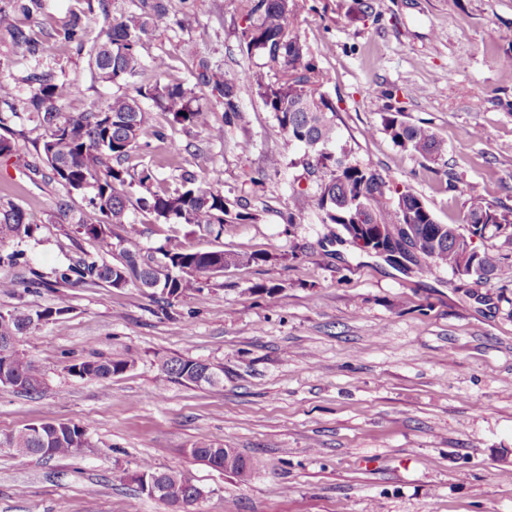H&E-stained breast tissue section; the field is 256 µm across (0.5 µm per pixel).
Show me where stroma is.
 I'll return each instance as SVG.
<instances>
[{"label": "stroma", "instance_id": "1", "mask_svg": "<svg viewBox=\"0 0 512 512\" xmlns=\"http://www.w3.org/2000/svg\"><path fill=\"white\" fill-rule=\"evenodd\" d=\"M299 3L293 28L327 78L337 145L352 161L391 190H413L444 224L461 223L473 198L512 209V70L499 65L512 57V0ZM169 5L167 27L142 42L144 70L128 84L99 83L72 48L32 56L0 34V73L16 85L0 102L15 148L0 161V209L18 206L35 225L0 255L22 253L13 274L44 282L0 293V312L67 308L18 342L41 366L42 390L0 385V512H173L135 481L147 462L191 479L202 492L194 512H512V242L476 240L502 257L478 284L360 251L307 208L319 176L284 167L254 182L269 155L303 149L249 86L238 89L242 121L220 139L153 112L167 139L129 167L172 189L185 168L218 181L256 221L225 225L216 238L182 227L178 242L259 262L225 268L165 313L134 288L61 280L79 259L115 257L57 214L62 187L29 169L39 132L24 105L28 75L69 82L71 113L158 79L180 82L218 124L223 108L198 86L199 62L230 76L263 63L240 49V0ZM389 103L444 140L438 161L393 143L382 126ZM190 143L200 157L177 153ZM291 212L300 223H287ZM259 285L279 292L267 298ZM98 357L131 366L107 380L68 370ZM168 357L209 364L219 384L163 379ZM44 420L85 426L87 446L75 457L14 456L7 438ZM204 439L259 459L260 469L245 479L196 461L189 450Z\"/></svg>", "mask_w": 512, "mask_h": 512}]
</instances>
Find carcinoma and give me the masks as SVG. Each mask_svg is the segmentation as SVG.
<instances>
[{
    "mask_svg": "<svg viewBox=\"0 0 512 512\" xmlns=\"http://www.w3.org/2000/svg\"><path fill=\"white\" fill-rule=\"evenodd\" d=\"M244 26L239 41L249 56H260L266 64L280 69L281 75L272 80L261 69H245L234 77L213 71L199 63L197 84L206 87L223 106V123L212 121L208 107L198 103L194 91L181 83L160 80L147 87H137L132 94L114 95L79 113L63 111V103L71 96L72 87L53 75L34 72L29 75L30 93L26 99L28 120L41 130L38 153L50 171L51 179L65 193L58 196L56 209L66 215L78 196L93 220L78 219L77 227L95 240L103 253L119 251V260L112 264L78 261L61 279L75 283H104L112 288H135L148 296L161 295L172 305L189 288L230 265H244L260 260L256 254L226 253L222 250L160 248L143 251L124 246L129 234L137 232L128 221L132 182L126 167L132 153L153 141H163V129L151 122V111L143 106L149 100L160 112L172 116L173 122L208 132L213 139L224 138V128L231 127L242 115L237 86L246 84L262 98L274 114L278 127L288 137L304 146L299 159L284 160L272 154L265 167L257 171L254 182L266 178L269 172L283 165H301L309 173H321L317 193L308 197V206L320 214L324 224H340L348 230L346 220L352 215L361 224H403L402 243L409 248L408 260H427L426 270L446 268L455 273L466 268L467 278L481 283L498 270L500 258L489 251H479L474 238L484 239L506 234L512 240V219L493 206L477 199L469 201L461 224H442L415 192L407 189L386 200V181L375 172L349 160V153L336 155L338 136L336 108L323 91L326 77L319 69L316 57L294 33L292 16L297 0H240ZM44 8V0H10L9 8H0V29L9 36L17 49L36 53L44 49L38 34L17 22L16 16L30 15ZM109 0H97V8L75 13L70 20L49 34L53 42L72 46L86 53L95 78L101 83L119 84L135 77L143 68L138 52L142 41L167 23L166 0H139L138 12L102 29L97 38L89 40L91 27L99 18H108ZM400 112L387 110L384 130L392 141L404 150L435 160L444 151L431 127L399 119ZM138 187L141 196L138 208L152 218L154 224L181 225L206 236L221 233L226 224H242L256 220L245 205L232 203L221 188L202 182L194 174L182 178L181 187L173 191L161 186L148 169L140 172ZM33 232V224L25 213L14 206L0 212V244ZM24 284L38 288L35 280L26 281L0 274V292L11 293ZM66 307L58 306L31 314L14 310L0 314V341L14 342L17 377L27 384L25 393L40 391L44 375L35 360L19 350L15 341L26 333L34 321L61 316ZM131 361L110 358L77 361L68 370L89 379H108L128 370ZM161 368L169 379L195 385L213 384L209 365L193 359L171 357L162 361ZM87 443L86 427L78 424L47 422L32 424L7 440V446L20 457L40 455L44 458L72 456ZM190 455L199 461L221 469L224 467V444L208 439L193 443ZM140 473L153 476L161 485L159 499L174 505L183 504L191 512L195 503L196 485L176 473L142 466Z\"/></svg>",
    "mask_w": 512,
    "mask_h": 512,
    "instance_id": "cac0c4a2",
    "label": "carcinoma"
}]
</instances>
